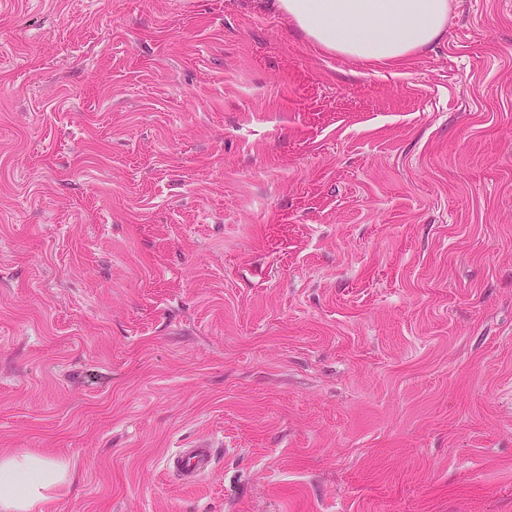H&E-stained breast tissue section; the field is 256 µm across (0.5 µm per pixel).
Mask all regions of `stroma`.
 I'll use <instances>...</instances> for the list:
<instances>
[{"label":"stroma","mask_w":512,"mask_h":512,"mask_svg":"<svg viewBox=\"0 0 512 512\" xmlns=\"http://www.w3.org/2000/svg\"><path fill=\"white\" fill-rule=\"evenodd\" d=\"M448 2L380 66L255 0H0V453L67 464L43 512H512V0ZM216 448L210 443H199L179 448L168 458V467L184 485L196 484L214 467Z\"/></svg>","instance_id":"stroma-1"}]
</instances>
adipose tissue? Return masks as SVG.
<instances>
[{
    "label": "adipose tissue",
    "instance_id": "adipose-tissue-1",
    "mask_svg": "<svg viewBox=\"0 0 512 512\" xmlns=\"http://www.w3.org/2000/svg\"><path fill=\"white\" fill-rule=\"evenodd\" d=\"M311 44L336 55L393 64L436 43L448 29V0H269ZM69 480L66 464L43 454L0 456V512H41Z\"/></svg>",
    "mask_w": 512,
    "mask_h": 512
}]
</instances>
